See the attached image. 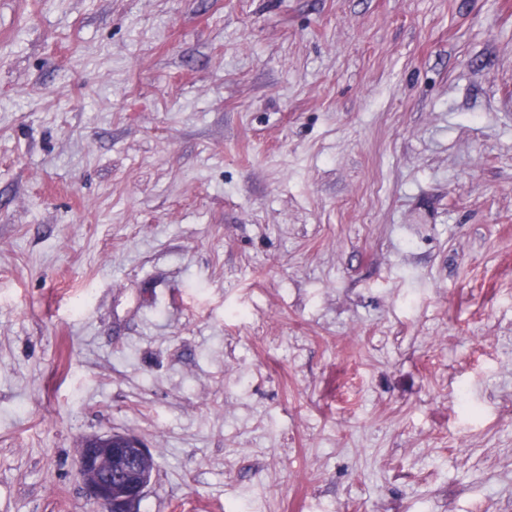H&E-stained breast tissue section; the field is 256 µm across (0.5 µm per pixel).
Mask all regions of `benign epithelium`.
Wrapping results in <instances>:
<instances>
[{"label":"benign epithelium","instance_id":"obj_1","mask_svg":"<svg viewBox=\"0 0 512 512\" xmlns=\"http://www.w3.org/2000/svg\"><path fill=\"white\" fill-rule=\"evenodd\" d=\"M149 450L136 437L113 433L92 436L78 448L77 463L90 499L101 512H130L149 483L130 480Z\"/></svg>","mask_w":512,"mask_h":512}]
</instances>
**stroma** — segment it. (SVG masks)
Returning <instances> with one entry per match:
<instances>
[{"label": "stroma", "instance_id": "stroma-1", "mask_svg": "<svg viewBox=\"0 0 512 512\" xmlns=\"http://www.w3.org/2000/svg\"><path fill=\"white\" fill-rule=\"evenodd\" d=\"M512 512V0H0V512ZM150 451L135 436L113 433L92 436L78 448L77 463L90 499L103 512H131V504L141 500L150 482H134L137 470ZM121 489L113 498L112 487Z\"/></svg>", "mask_w": 512, "mask_h": 512}]
</instances>
